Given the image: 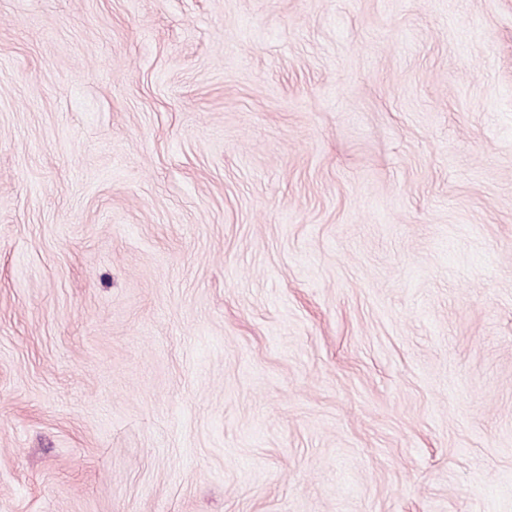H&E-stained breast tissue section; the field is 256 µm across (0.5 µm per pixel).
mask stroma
I'll return each mask as SVG.
<instances>
[{
  "label": "stroma",
  "mask_w": 512,
  "mask_h": 512,
  "mask_svg": "<svg viewBox=\"0 0 512 512\" xmlns=\"http://www.w3.org/2000/svg\"><path fill=\"white\" fill-rule=\"evenodd\" d=\"M0 512H512V0H0Z\"/></svg>",
  "instance_id": "stroma-1"
}]
</instances>
